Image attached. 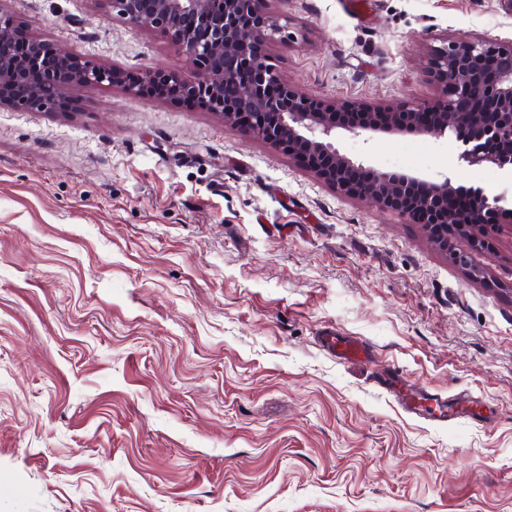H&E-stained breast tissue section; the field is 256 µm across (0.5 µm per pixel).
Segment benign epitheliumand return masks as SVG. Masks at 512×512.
<instances>
[{"label":"benign epithelium","instance_id":"7a95c632","mask_svg":"<svg viewBox=\"0 0 512 512\" xmlns=\"http://www.w3.org/2000/svg\"><path fill=\"white\" fill-rule=\"evenodd\" d=\"M125 18L148 25L181 49L195 64L188 74L149 70L132 89L154 99L184 98L203 110L224 116L274 148L297 160L318 179L341 193L402 215L427 232L433 245L448 252L454 229H495L489 217L503 197L489 200L470 192V205L459 216L448 208L455 191L451 179L381 172L336 150V136L375 132L442 137L479 127L482 136L464 141L460 160L469 166L512 165V40H461L432 49L428 67L438 95L432 103L416 102L400 111L363 106L366 122L339 120L336 104L283 83L268 62L267 50L280 25L271 0H113ZM17 29L0 11V105L15 101L5 90L21 83L27 71L40 75V86L22 103L50 108L69 99L79 84L111 81V72L89 68L57 53L49 44L29 39L14 52Z\"/></svg>","mask_w":512,"mask_h":512}]
</instances>
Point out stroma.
I'll return each instance as SVG.
<instances>
[{"label":"stroma","mask_w":512,"mask_h":512,"mask_svg":"<svg viewBox=\"0 0 512 512\" xmlns=\"http://www.w3.org/2000/svg\"><path fill=\"white\" fill-rule=\"evenodd\" d=\"M280 77L337 107L433 100L501 0H272ZM93 67L0 106V512H512V216L484 248L334 191L223 116L132 92L193 62L111 0H0ZM378 171L499 195L443 137L343 133ZM468 257L459 265L455 253ZM370 347L344 363L325 332ZM423 393L407 414L376 379ZM464 399L448 423L435 400Z\"/></svg>","instance_id":"35a3bbf8"}]
</instances>
